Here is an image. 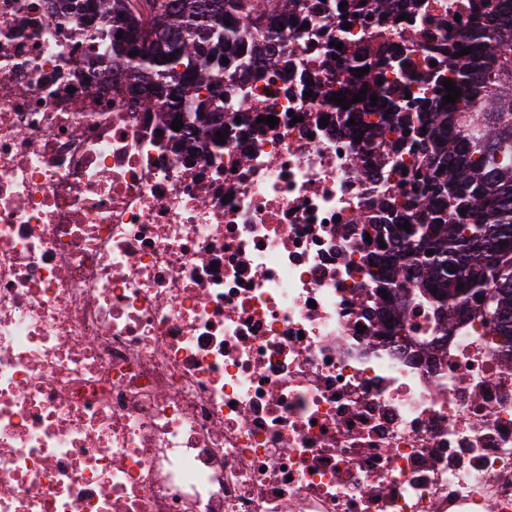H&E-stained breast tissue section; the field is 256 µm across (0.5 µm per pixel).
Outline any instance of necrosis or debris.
Here are the masks:
<instances>
[{"instance_id":"4bbe7bcc","label":"necrosis or debris","mask_w":512,"mask_h":512,"mask_svg":"<svg viewBox=\"0 0 512 512\" xmlns=\"http://www.w3.org/2000/svg\"><path fill=\"white\" fill-rule=\"evenodd\" d=\"M477 2L289 17L219 152L86 95L78 14L0 0V512H512V341L394 294L378 334L423 137L371 151L319 95L355 44L431 103Z\"/></svg>"}]
</instances>
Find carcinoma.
<instances>
[{"mask_svg":"<svg viewBox=\"0 0 512 512\" xmlns=\"http://www.w3.org/2000/svg\"><path fill=\"white\" fill-rule=\"evenodd\" d=\"M351 2L362 13L376 15L412 0ZM482 7L483 22L464 35L471 47L469 61L452 71L460 98L407 115L427 131L440 199L425 200L416 223L396 234V262L387 282L394 287L404 277L399 261L406 260L415 271L417 290L436 305L443 329H448V319L474 312L511 337L512 0H485ZM304 9L324 26L338 22V15L311 0H92L85 24L98 16L111 22L100 39L112 46V59L125 69V79L113 81L112 91L130 95L146 112H178L220 148L216 134L224 132V106L212 95L200 98L198 90L232 83L235 75L262 65L275 53L279 23ZM244 39L250 43V57L224 76L223 58L234 57ZM349 59L352 65L336 73L337 91L345 98L356 85L353 63L365 60L366 53L355 48ZM363 85L370 97L388 94L372 69L363 75ZM387 120L384 111L363 112L376 148L384 144Z\"/></svg>","mask_w":512,"mask_h":512,"instance_id":"cac0c4a2","label":"carcinoma"}]
</instances>
